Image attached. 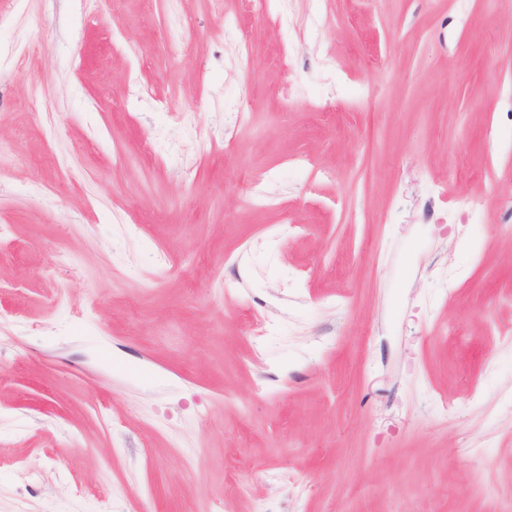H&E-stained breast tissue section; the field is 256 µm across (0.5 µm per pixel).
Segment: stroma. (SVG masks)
Listing matches in <instances>:
<instances>
[{
	"label": "stroma",
	"instance_id": "35a3bbf8",
	"mask_svg": "<svg viewBox=\"0 0 512 512\" xmlns=\"http://www.w3.org/2000/svg\"><path fill=\"white\" fill-rule=\"evenodd\" d=\"M287 7L0 0V512H512V0Z\"/></svg>",
	"mask_w": 512,
	"mask_h": 512
}]
</instances>
